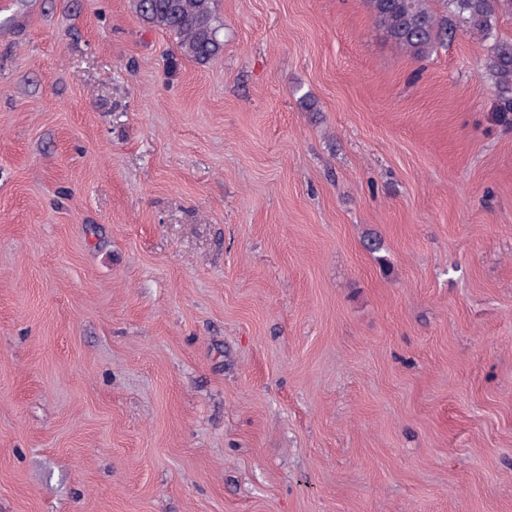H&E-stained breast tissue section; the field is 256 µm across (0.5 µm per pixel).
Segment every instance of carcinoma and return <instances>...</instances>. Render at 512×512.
Returning a JSON list of instances; mask_svg holds the SVG:
<instances>
[{"instance_id":"carcinoma-1","label":"carcinoma","mask_w":512,"mask_h":512,"mask_svg":"<svg viewBox=\"0 0 512 512\" xmlns=\"http://www.w3.org/2000/svg\"><path fill=\"white\" fill-rule=\"evenodd\" d=\"M438 13L430 0H366L375 26L394 44L417 59L460 28L487 44L480 64L489 82L499 123L512 125V39L494 37L498 19L512 13V0H442ZM137 16L147 25L174 34L181 50L204 64L224 48L222 24L211 0H132Z\"/></svg>"}]
</instances>
